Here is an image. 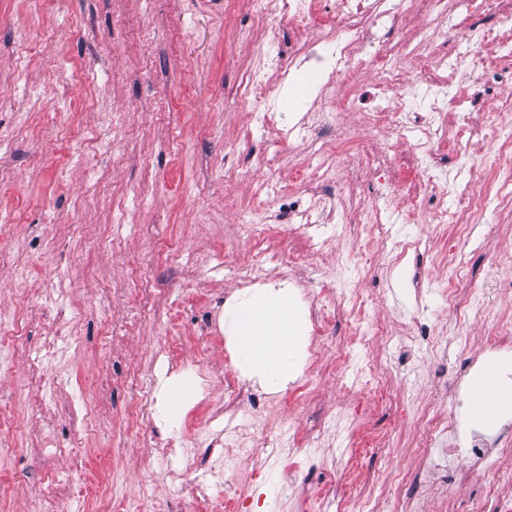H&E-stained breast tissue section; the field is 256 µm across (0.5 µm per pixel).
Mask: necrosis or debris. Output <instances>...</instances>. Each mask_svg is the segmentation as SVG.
<instances>
[{
	"label": "necrosis or debris",
	"instance_id": "obj_1",
	"mask_svg": "<svg viewBox=\"0 0 512 512\" xmlns=\"http://www.w3.org/2000/svg\"><path fill=\"white\" fill-rule=\"evenodd\" d=\"M261 27L275 19L287 21L297 34L288 51H262L248 70L245 88L255 111L265 117L276 112L266 95L265 77L277 72L282 79H293L298 69L311 71L318 92L313 103L305 105L300 121L288 128V135L323 134L340 129L339 119L348 105L358 104L370 114L366 130L351 129L350 138L360 133L374 137L385 131L416 133L422 125L411 118L406 101H392L391 94L406 73L408 63H416L418 81L443 88L466 74L479 80L484 97L501 98L496 119L501 150L512 152V99L504 92L512 87V43L496 40L493 32L482 29L485 16H494L501 27L512 26V0H336L333 7H316L314 0H251ZM424 22L418 45L398 44L391 39L406 18ZM476 35L479 42H496L497 54L491 60L473 62L466 55L447 60L441 49L460 29ZM437 145L424 153L416 176L421 189H435L441 143L446 139L448 112H455L457 134L452 148L480 171L473 180L458 184L461 206L451 215L439 216V223L459 226L477 224L487 201L493 200L512 216V167L494 160L474 157L469 143L486 135L485 126L473 123V100H437Z\"/></svg>",
	"mask_w": 512,
	"mask_h": 512
}]
</instances>
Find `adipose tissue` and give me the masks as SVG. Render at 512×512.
<instances>
[{"mask_svg":"<svg viewBox=\"0 0 512 512\" xmlns=\"http://www.w3.org/2000/svg\"><path fill=\"white\" fill-rule=\"evenodd\" d=\"M225 329L237 338V356L267 387L280 388L293 368L297 346L295 313L287 291L241 295L224 314ZM199 395V381L187 373L160 376L157 418L176 428Z\"/></svg>","mask_w":512,"mask_h":512,"instance_id":"1","label":"adipose tissue"}]
</instances>
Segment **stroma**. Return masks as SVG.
<instances>
[{
    "label": "stroma",
    "mask_w": 512,
    "mask_h": 512,
    "mask_svg": "<svg viewBox=\"0 0 512 512\" xmlns=\"http://www.w3.org/2000/svg\"><path fill=\"white\" fill-rule=\"evenodd\" d=\"M261 41L247 0H0V512H56L100 477L132 512H231L197 504L207 418L224 413V301L239 272L339 306L312 368L266 400L239 378L235 423L251 451L225 449L242 512H308L314 491L394 499L412 512H465L480 484H458L465 449L438 460L422 419L455 407L474 425L471 384L495 357L488 325L512 313L501 284L483 318L448 292L489 279L512 250V222L488 205L457 234L406 192L413 140L335 147L339 224H265L274 196H301L324 170L308 141H282L240 97L259 49L287 47V23ZM277 121L313 91L270 75ZM394 166L398 185L377 165ZM379 209L382 224L366 213ZM465 264L445 286L440 264ZM367 333L355 335V321ZM194 372L201 394L174 429L128 436L131 408L154 409L161 374ZM184 442L182 462L159 450Z\"/></svg>",
    "instance_id": "stroma-1"
}]
</instances>
